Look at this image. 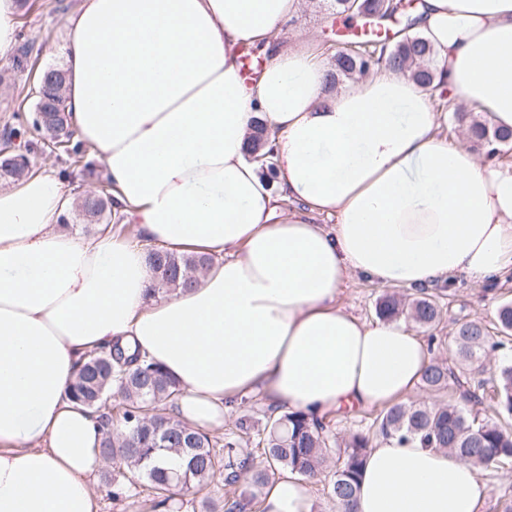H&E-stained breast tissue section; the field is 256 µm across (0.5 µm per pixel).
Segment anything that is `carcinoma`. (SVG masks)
<instances>
[{"instance_id": "obj_1", "label": "carcinoma", "mask_w": 512, "mask_h": 512, "mask_svg": "<svg viewBox=\"0 0 512 512\" xmlns=\"http://www.w3.org/2000/svg\"><path fill=\"white\" fill-rule=\"evenodd\" d=\"M338 14L359 17L368 30L343 42L332 52L327 73L328 88L340 81L362 76L375 68L385 67L408 75L431 94L436 107L449 108L437 79L435 52L427 38L416 31L423 0H330ZM395 22L403 37L394 45L382 34L385 24ZM450 120L458 126L468 125L473 146L488 157L499 155L512 145V131L499 129L484 119L459 108L451 111ZM275 145L269 141L266 128L255 121L251 152L263 172L274 178ZM105 200L97 211L99 222L111 223L112 187L103 191ZM151 270V291L176 294L193 288L197 279L189 273H203L211 258L164 249L148 250ZM382 319L405 317L417 326L429 329L439 319V309L429 297L421 295L405 302L392 294L382 296L376 304ZM501 338L489 336L478 321L457 324L454 343L459 360L479 368L504 340L512 337V302L497 310ZM452 370L432 362L422 375L423 384L435 391L448 388ZM179 384L160 365L138 354L128 355L117 344L88 355L71 383L67 398L101 413L102 439L98 454L105 461L117 459L136 480L107 476V485L115 498L137 497V486L152 495L151 508L158 512L183 488H192L207 502L210 488L219 475L224 485L233 487L244 482L251 488V499L268 485L278 470H291L302 476L318 478L326 469L330 455L342 460L327 484V495L334 502L351 501L358 490V477L374 435L396 438L404 443H418L424 448L445 449L460 459L488 469L512 462V427L500 421L482 419L480 414L492 413L504 419L512 417V361L500 365L496 374L482 379L472 389L460 393L464 405L433 402L406 404L398 402L383 409L376 421L375 433L357 431L338 444L328 435L325 419L305 410L280 412L269 407L266 425L258 437L263 464L255 462L250 448L242 447L241 437L228 436L223 448L200 427L192 426L171 412L181 396ZM178 458L174 468H165L160 451Z\"/></svg>"}]
</instances>
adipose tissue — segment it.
<instances>
[{
  "instance_id": "adipose-tissue-1",
  "label": "adipose tissue",
  "mask_w": 512,
  "mask_h": 512,
  "mask_svg": "<svg viewBox=\"0 0 512 512\" xmlns=\"http://www.w3.org/2000/svg\"><path fill=\"white\" fill-rule=\"evenodd\" d=\"M303 3L81 0L68 16L66 111L105 166L119 225L214 262L191 291L152 296L146 253L119 225L63 228L65 176L0 188V512H100L99 416L66 398L90 351L118 343L161 365L192 425L256 394L320 415L388 405L415 391L430 353L404 319L354 315L345 284L512 266V157L448 140L447 113L399 73L329 91L310 39L282 34ZM420 13L452 103L512 129V0H425ZM249 46L266 60L247 81ZM258 120L276 138L272 180L248 155ZM309 487L282 473L264 512H311ZM487 492L456 455L381 439L337 512H477Z\"/></svg>"
}]
</instances>
